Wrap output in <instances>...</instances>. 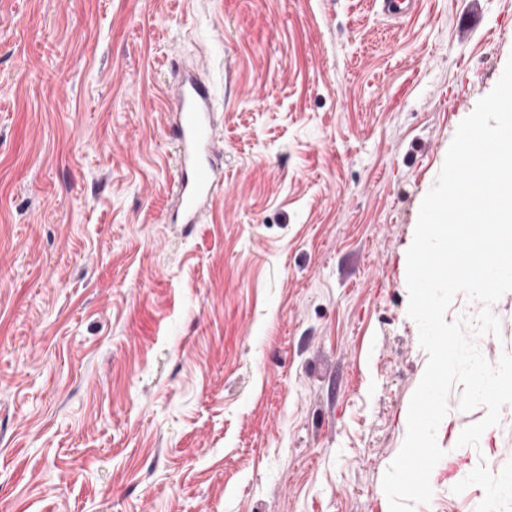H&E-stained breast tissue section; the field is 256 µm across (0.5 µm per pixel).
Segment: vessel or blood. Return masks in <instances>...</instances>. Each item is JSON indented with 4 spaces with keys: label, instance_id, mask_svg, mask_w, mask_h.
Masks as SVG:
<instances>
[{
    "label": "vessel or blood",
    "instance_id": "b4317fda",
    "mask_svg": "<svg viewBox=\"0 0 512 512\" xmlns=\"http://www.w3.org/2000/svg\"><path fill=\"white\" fill-rule=\"evenodd\" d=\"M169 127L177 149L172 222L195 224L224 184L216 159L214 119L220 107L207 80L181 73L166 88Z\"/></svg>",
    "mask_w": 512,
    "mask_h": 512
}]
</instances>
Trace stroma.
Returning a JSON list of instances; mask_svg holds the SVG:
<instances>
[{
	"mask_svg": "<svg viewBox=\"0 0 512 512\" xmlns=\"http://www.w3.org/2000/svg\"><path fill=\"white\" fill-rule=\"evenodd\" d=\"M512 0H0V512H389L427 365L406 253ZM224 186L173 224V64ZM512 354V292L491 305ZM453 384L432 497L512 512V405Z\"/></svg>",
	"mask_w": 512,
	"mask_h": 512,
	"instance_id": "stroma-1",
	"label": "stroma"
}]
</instances>
